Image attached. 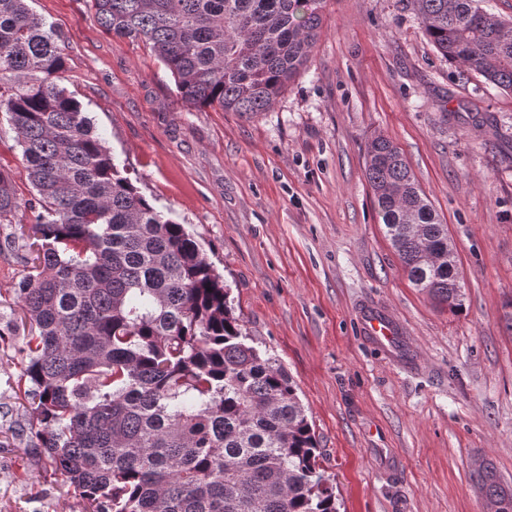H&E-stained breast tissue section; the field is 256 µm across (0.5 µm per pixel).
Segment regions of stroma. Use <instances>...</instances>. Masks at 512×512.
<instances>
[{"label": "stroma", "instance_id": "obj_1", "mask_svg": "<svg viewBox=\"0 0 512 512\" xmlns=\"http://www.w3.org/2000/svg\"><path fill=\"white\" fill-rule=\"evenodd\" d=\"M30 7L61 36L65 85L118 163L197 237L249 336L296 381L339 512H490L475 468L512 485V93L441 58L410 0H324L307 70L251 120L187 106L90 0ZM378 135L448 226L461 312L411 285L384 234L365 177ZM0 169L20 203L0 223V512H81L34 449L19 392L32 187L2 114ZM370 306L399 322L403 360L363 336Z\"/></svg>", "mask_w": 512, "mask_h": 512}]
</instances>
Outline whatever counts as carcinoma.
<instances>
[{"instance_id": "carcinoma-1", "label": "carcinoma", "mask_w": 512, "mask_h": 512, "mask_svg": "<svg viewBox=\"0 0 512 512\" xmlns=\"http://www.w3.org/2000/svg\"><path fill=\"white\" fill-rule=\"evenodd\" d=\"M322 0H92L142 41L191 107L253 118L304 72ZM442 58L512 92V21L478 0H411ZM59 38L0 0V112L36 191L16 292L37 447L84 512H338L297 385L247 342L229 288L184 225L124 175L62 85ZM365 175L409 282L463 307L457 251L399 149L376 136ZM20 208L0 171V223ZM496 512L512 486L476 475Z\"/></svg>"}]
</instances>
